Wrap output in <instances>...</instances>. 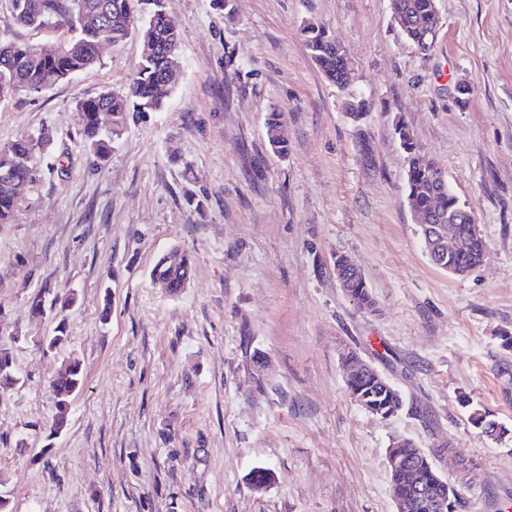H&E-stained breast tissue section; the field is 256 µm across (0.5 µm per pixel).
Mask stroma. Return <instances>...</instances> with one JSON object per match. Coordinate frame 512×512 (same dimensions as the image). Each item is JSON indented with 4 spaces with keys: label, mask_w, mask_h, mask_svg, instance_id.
<instances>
[{
    "label": "stroma",
    "mask_w": 512,
    "mask_h": 512,
    "mask_svg": "<svg viewBox=\"0 0 512 512\" xmlns=\"http://www.w3.org/2000/svg\"><path fill=\"white\" fill-rule=\"evenodd\" d=\"M181 77L157 112L129 113L104 161L76 103L125 94L138 38L69 81L0 102V145L48 133L12 223L0 224V337L21 376L0 404L6 512H396L388 450L412 439L458 482L460 512L512 503V0H437L433 50L404 40L390 0H166ZM316 22L353 61L361 123L312 62ZM0 0V40L46 45ZM467 82V105L455 86ZM282 112L287 157L265 134ZM404 121L476 213L485 262L435 267L405 191ZM195 265L178 294L150 271L170 249ZM356 261L376 305L358 309L334 263ZM75 296L33 315L36 293ZM66 325L44 354L35 337ZM357 352L402 393L388 419L347 393ZM77 355L86 378L52 434L50 386ZM482 409L508 427L495 441ZM270 469L255 489L250 474Z\"/></svg>",
    "instance_id": "35a3bbf8"
}]
</instances>
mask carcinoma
Masks as SVG:
<instances>
[{"mask_svg":"<svg viewBox=\"0 0 512 512\" xmlns=\"http://www.w3.org/2000/svg\"><path fill=\"white\" fill-rule=\"evenodd\" d=\"M16 23L32 28L53 27L66 31V38L48 48L27 43L0 42V102L20 91L39 92L41 88L68 79L99 61L97 44L105 40L113 46L122 44L137 33L142 43L141 60L127 92L121 96L103 93L77 102L83 112L84 146L98 160L106 158L110 143L121 135L130 112H157L164 95L157 85L167 71V52L177 51L179 32L171 25L164 0H150L152 9L135 25V0H10ZM390 6L404 38L425 54L437 42L441 29L436 0H390ZM309 55L325 79L347 92L344 110L354 123L369 111L368 103L349 92L343 82V50L326 28L309 22L302 29ZM110 118L105 127L101 115ZM282 114L272 109L265 119L266 136L274 153L288 155V141L282 133ZM400 145L407 153L405 176L407 200L415 223L421 233H434L439 238L456 240L455 248L444 250L434 264L452 274L465 275L483 264L487 243L480 234L470 231L464 213L465 204L448 183L442 169L428 156L420 153L413 133L403 122L395 125ZM51 145L44 132L27 135L0 147V224L12 222L21 202L20 188L34 180V160ZM191 257L174 251L158 259L151 271L153 282L166 284L168 292L176 294L189 281L186 264ZM349 297L361 308L372 309L375 301L359 281L349 288ZM65 323L57 326V335L42 337L37 345L52 352L67 339ZM363 359L353 351L343 355V365L350 371L346 377L349 396L363 409L381 418H389L404 406L401 392L380 374L363 370ZM20 383L11 348L0 341V400H4ZM84 374L80 360L69 356L51 381L56 396V413L51 430L59 432L67 426L71 398L83 385ZM471 422L481 433L498 439L507 429L488 418L479 409L472 411ZM391 490L397 495L412 492L413 484L421 483L432 492V498L447 502V512L462 507L460 494L448 486L437 471L431 454L415 449L411 460L389 464Z\"/></svg>","mask_w":512,"mask_h":512,"instance_id":"1","label":"carcinoma"}]
</instances>
